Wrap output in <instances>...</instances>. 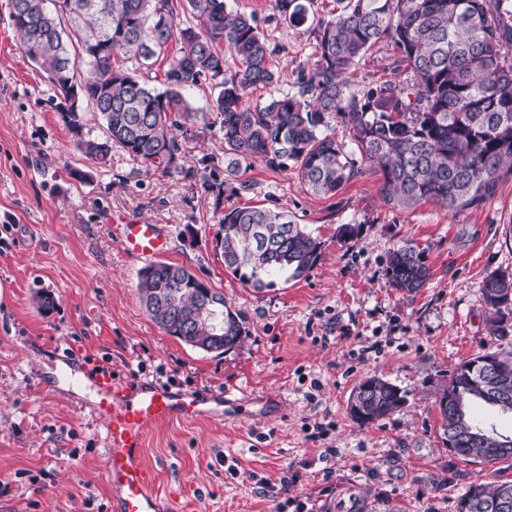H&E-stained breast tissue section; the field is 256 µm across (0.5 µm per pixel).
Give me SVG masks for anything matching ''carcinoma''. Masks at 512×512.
Listing matches in <instances>:
<instances>
[{"label":"carcinoma","instance_id":"1","mask_svg":"<svg viewBox=\"0 0 512 512\" xmlns=\"http://www.w3.org/2000/svg\"><path fill=\"white\" fill-rule=\"evenodd\" d=\"M337 3L336 12L316 24L315 53L297 68L295 91L256 102L250 98L255 90L279 83L276 48L254 15L229 11L224 0H11L10 18L24 54L47 73L55 94L63 93L62 80L78 86L79 105L59 101L56 108L77 147L99 164L120 147L149 169L183 171L178 133L205 119L186 94L206 83L231 174L259 157L272 170L293 171L307 193L332 197L372 171L382 176L379 197L390 208L431 201L456 215L480 205L512 175V27L499 22L502 0ZM274 9L292 26L308 21L302 0H274ZM381 41L397 52L393 72H407L410 80L350 92L347 75ZM168 50L163 91L117 65L132 55L150 68ZM86 105L106 125L102 140L82 136ZM337 116L349 128L359 167L330 133ZM218 232L225 268L257 292L273 288L278 277H307L320 257L321 242L286 210L234 207L224 211ZM385 272L407 293L430 276L423 252L410 241L390 252ZM137 288L146 312L167 334L187 345H204L216 335L205 289L187 268L155 262L142 270ZM507 288L512 274L506 271L490 274L480 287L492 336L512 327V300L490 296ZM245 334L242 315L224 308V351ZM487 357L502 368L505 396L469 386L471 366ZM350 398L366 415L355 422L364 425L398 411L406 395L375 376L355 386ZM438 404L443 433L459 431L455 456L483 464L512 458V432L473 413L482 404L512 419V349L490 346L461 362ZM502 487L471 485L457 500V512H483L469 496L493 500Z\"/></svg>","mask_w":512,"mask_h":512}]
</instances>
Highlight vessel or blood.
I'll use <instances>...</instances> for the list:
<instances>
[{"label":"vessel or blood","instance_id":"1","mask_svg":"<svg viewBox=\"0 0 512 512\" xmlns=\"http://www.w3.org/2000/svg\"><path fill=\"white\" fill-rule=\"evenodd\" d=\"M124 250L151 258L169 249V238L156 224L126 222L118 227ZM73 384L90 381L96 395L94 408L106 421V480L118 493L116 512H156L157 476L143 460L146 427L153 422L183 421L209 416L242 417L252 397L225 391L215 405L193 393H174L162 387L115 380L111 370L79 363L67 373Z\"/></svg>","mask_w":512,"mask_h":512}]
</instances>
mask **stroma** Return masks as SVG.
I'll return each mask as SVG.
<instances>
[{"label": "stroma", "mask_w": 512, "mask_h": 512, "mask_svg": "<svg viewBox=\"0 0 512 512\" xmlns=\"http://www.w3.org/2000/svg\"><path fill=\"white\" fill-rule=\"evenodd\" d=\"M255 14L290 84L316 44L315 26L337 8L314 0L294 27L272 0H226ZM395 53L375 45L349 77L363 92L393 79ZM46 74L21 49L0 0V512H112L106 422L90 399L56 387L58 364L80 359L174 392L224 390L268 397L244 422L157 423L144 456L176 512H456L479 482H512V459L466 463L441 430L439 395L451 373L489 342L480 285L512 272V175L479 207L449 214L425 202L385 206L380 175L367 173L334 197L307 194L295 175L253 160L228 175L218 126L196 123L184 170H149L121 148L98 165L75 145ZM214 168L204 188V167ZM287 210L321 242L301 280L263 292L225 268L213 236L225 209ZM161 225L166 262L186 267L242 313L241 345L215 356L166 334L140 302L142 260L126 255L115 224ZM355 225L347 242L336 232ZM423 251L426 285L393 288L387 256L404 241ZM54 305L39 308V296ZM144 365L132 376L130 363ZM377 375L407 393L375 423L351 420L347 402Z\"/></svg>", "instance_id": "obj_1"}]
</instances>
